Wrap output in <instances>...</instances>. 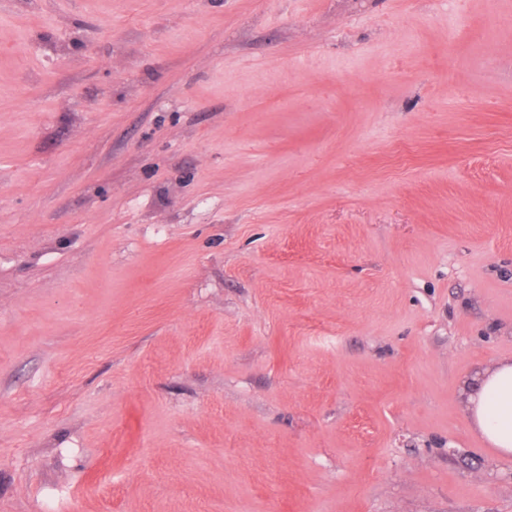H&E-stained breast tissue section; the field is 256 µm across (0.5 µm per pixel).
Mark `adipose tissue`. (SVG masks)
I'll use <instances>...</instances> for the list:
<instances>
[{"instance_id": "obj_1", "label": "adipose tissue", "mask_w": 512, "mask_h": 512, "mask_svg": "<svg viewBox=\"0 0 512 512\" xmlns=\"http://www.w3.org/2000/svg\"><path fill=\"white\" fill-rule=\"evenodd\" d=\"M474 429L495 450L512 455V361L479 375L468 390Z\"/></svg>"}]
</instances>
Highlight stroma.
Returning <instances> with one entry per match:
<instances>
[{
	"label": "stroma",
	"instance_id": "1",
	"mask_svg": "<svg viewBox=\"0 0 512 512\" xmlns=\"http://www.w3.org/2000/svg\"><path fill=\"white\" fill-rule=\"evenodd\" d=\"M512 0H0V512H512ZM474 429L502 455H512V361L479 375L468 390Z\"/></svg>",
	"mask_w": 512,
	"mask_h": 512
}]
</instances>
